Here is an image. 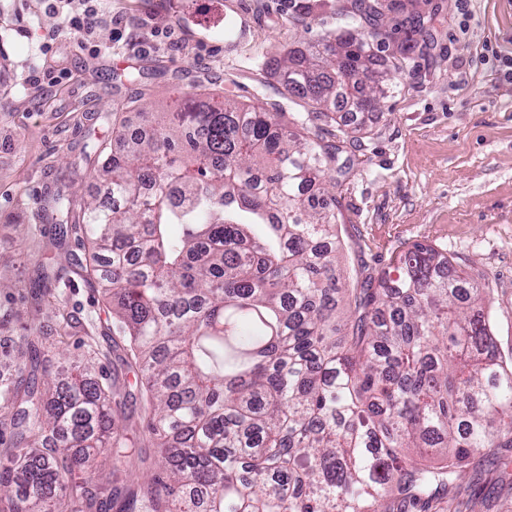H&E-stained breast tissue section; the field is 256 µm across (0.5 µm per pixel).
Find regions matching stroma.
Wrapping results in <instances>:
<instances>
[{"label":"stroma","instance_id":"stroma-1","mask_svg":"<svg viewBox=\"0 0 512 512\" xmlns=\"http://www.w3.org/2000/svg\"><path fill=\"white\" fill-rule=\"evenodd\" d=\"M414 4L430 15L433 41L391 80L393 93L365 118L364 131L311 120L326 140L343 141L350 160L340 202V266L350 281L392 266L413 244L442 251L458 269L486 276L502 350L512 349V74L488 48L512 55V0H390L389 18ZM346 0H111L119 26L96 29L98 52L43 0H0V379L24 378L30 332L45 357H93L106 373H125L133 393L118 424L140 459H104L100 479L143 491L162 465L147 429L143 388L124 337L112 329L110 303L71 265L88 247L76 235L54 244L52 200L98 195L102 144L115 142L110 116L125 133L148 123L127 101L160 107L203 84L244 104L282 99L275 63L343 29ZM135 71L136 81L125 78ZM40 84L30 87L31 77ZM66 272L54 303L36 301L39 266ZM93 319L94 334L62 336L60 314ZM512 449L475 453L430 512H512Z\"/></svg>","mask_w":512,"mask_h":512}]
</instances>
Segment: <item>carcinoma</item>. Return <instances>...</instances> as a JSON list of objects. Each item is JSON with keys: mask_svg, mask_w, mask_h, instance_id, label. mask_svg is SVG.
Returning <instances> with one entry per match:
<instances>
[{"mask_svg": "<svg viewBox=\"0 0 512 512\" xmlns=\"http://www.w3.org/2000/svg\"><path fill=\"white\" fill-rule=\"evenodd\" d=\"M384 10L352 0V27L288 52L282 95L318 119L374 112L430 36L410 13L393 24L400 56L378 58L356 28L378 34ZM152 118L98 168L112 204L77 214L61 198L56 215L59 242L88 228L90 284L145 374L164 467L143 512H428L472 452L512 448V353L488 279L422 243L354 288L336 276L325 175L346 174L343 145L204 90ZM30 369L0 382L13 440L0 512H129L136 493L96 482L105 449L128 448L104 371L67 358L52 371L37 353Z\"/></svg>", "mask_w": 512, "mask_h": 512, "instance_id": "cac0c4a2", "label": "carcinoma"}]
</instances>
